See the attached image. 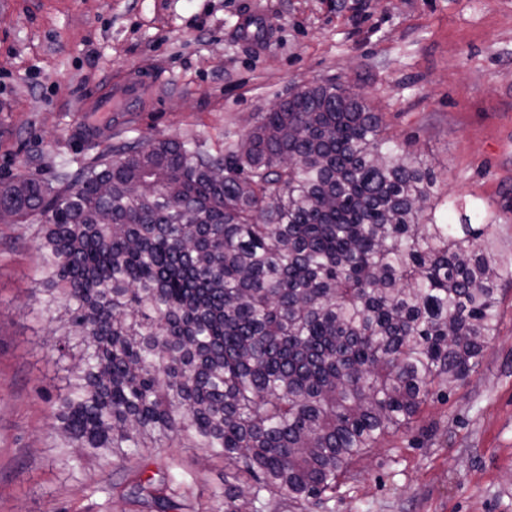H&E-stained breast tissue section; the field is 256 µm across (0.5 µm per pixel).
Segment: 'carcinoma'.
<instances>
[{
  "mask_svg": "<svg viewBox=\"0 0 512 512\" xmlns=\"http://www.w3.org/2000/svg\"><path fill=\"white\" fill-rule=\"evenodd\" d=\"M47 180L0 185L39 257L71 478L140 512H186L224 464V512L322 507L369 448L476 372L512 283V242L441 198L431 163L362 93L325 82L214 149L122 137ZM168 454H172L176 459L183 463L185 469L194 473L197 482L194 487L195 494L200 497L202 503H205L210 492L217 487L224 485V469L214 462L201 464L197 460V455L185 448H171ZM168 454H163L166 457Z\"/></svg>",
  "mask_w": 512,
  "mask_h": 512,
  "instance_id": "carcinoma-1",
  "label": "carcinoma"
}]
</instances>
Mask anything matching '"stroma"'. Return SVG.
Masks as SVG:
<instances>
[{
  "label": "stroma",
  "instance_id": "1",
  "mask_svg": "<svg viewBox=\"0 0 512 512\" xmlns=\"http://www.w3.org/2000/svg\"><path fill=\"white\" fill-rule=\"evenodd\" d=\"M254 19L256 47L237 36ZM155 76L139 106L86 115L135 68ZM333 81L360 87L387 132L433 167L443 194L476 205L512 242V0H0V181L51 177L124 130L214 147L256 113ZM101 132L83 135L84 119ZM40 155L41 167L30 165ZM0 224V512H137L91 494L53 461L54 341L33 310L37 256ZM477 371L351 467L321 512H512V286ZM208 500L224 470L176 448Z\"/></svg>",
  "mask_w": 512,
  "mask_h": 512
}]
</instances>
